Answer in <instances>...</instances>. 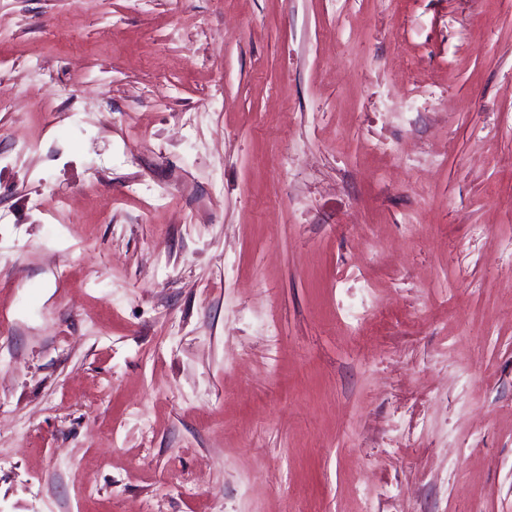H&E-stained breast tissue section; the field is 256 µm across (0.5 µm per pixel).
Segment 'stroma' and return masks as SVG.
Wrapping results in <instances>:
<instances>
[{"label": "stroma", "mask_w": 512, "mask_h": 512, "mask_svg": "<svg viewBox=\"0 0 512 512\" xmlns=\"http://www.w3.org/2000/svg\"><path fill=\"white\" fill-rule=\"evenodd\" d=\"M0 512H512V0H0Z\"/></svg>", "instance_id": "1"}]
</instances>
